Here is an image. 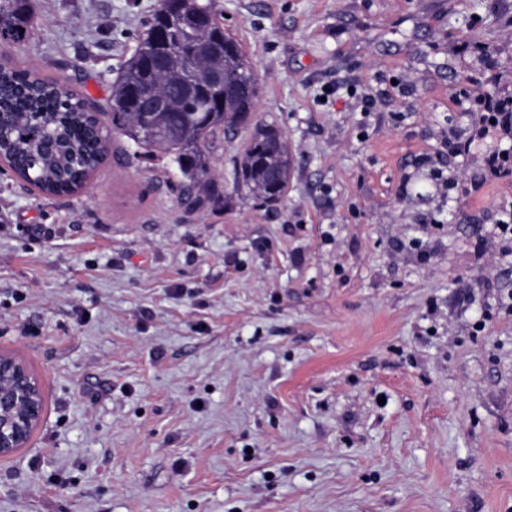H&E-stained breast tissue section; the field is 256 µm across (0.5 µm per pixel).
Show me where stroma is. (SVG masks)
I'll use <instances>...</instances> for the list:
<instances>
[{"label": "stroma", "mask_w": 512, "mask_h": 512, "mask_svg": "<svg viewBox=\"0 0 512 512\" xmlns=\"http://www.w3.org/2000/svg\"><path fill=\"white\" fill-rule=\"evenodd\" d=\"M156 5L36 0L7 56L102 108ZM214 8L288 189L237 187L247 128L217 202L119 138L73 196L0 165V349L46 397L0 512H512V175L458 94L512 99V0Z\"/></svg>", "instance_id": "1"}]
</instances>
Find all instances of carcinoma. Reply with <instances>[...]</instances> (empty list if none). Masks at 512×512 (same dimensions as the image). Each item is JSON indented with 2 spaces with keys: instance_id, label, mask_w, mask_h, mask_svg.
I'll return each instance as SVG.
<instances>
[{
  "instance_id": "1",
  "label": "carcinoma",
  "mask_w": 512,
  "mask_h": 512,
  "mask_svg": "<svg viewBox=\"0 0 512 512\" xmlns=\"http://www.w3.org/2000/svg\"><path fill=\"white\" fill-rule=\"evenodd\" d=\"M179 24L177 43L157 55L162 19ZM38 16L32 0H0V48L29 40ZM200 72L224 71V96L189 89L187 58ZM150 80L166 106L150 123L132 101V91ZM259 98L254 68L238 43L224 33L212 0H158L132 55L112 82L106 112L112 130L133 148V157H167L183 186L210 199L224 195L212 167L211 146L220 131L247 124ZM12 121L0 127V155L16 176L47 195L78 192L108 159L109 138L98 114L75 87L25 68L0 67V113ZM238 184L255 199L275 203L288 186L293 158L280 131L254 128L235 163Z\"/></svg>"
}]
</instances>
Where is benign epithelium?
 I'll return each instance as SVG.
<instances>
[{
  "label": "benign epithelium",
  "mask_w": 512,
  "mask_h": 512,
  "mask_svg": "<svg viewBox=\"0 0 512 512\" xmlns=\"http://www.w3.org/2000/svg\"><path fill=\"white\" fill-rule=\"evenodd\" d=\"M44 398L27 364L0 350V459L28 446L43 422Z\"/></svg>",
  "instance_id": "7a95c632"
}]
</instances>
